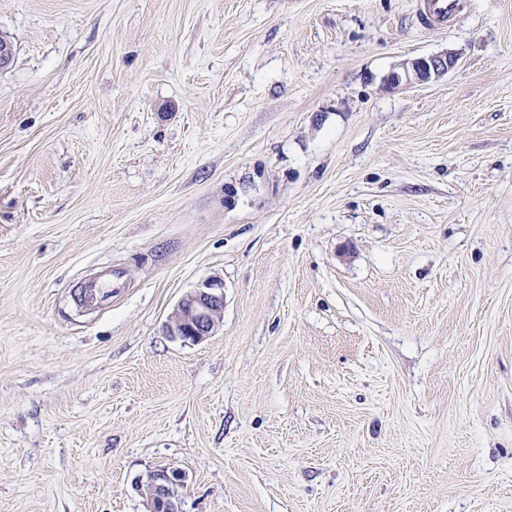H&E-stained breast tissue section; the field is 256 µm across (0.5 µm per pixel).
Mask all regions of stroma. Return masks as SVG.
<instances>
[{"instance_id": "35a3bbf8", "label": "stroma", "mask_w": 512, "mask_h": 512, "mask_svg": "<svg viewBox=\"0 0 512 512\" xmlns=\"http://www.w3.org/2000/svg\"><path fill=\"white\" fill-rule=\"evenodd\" d=\"M0 37V512H144L163 467L182 512H512V0H0ZM418 17L425 27H441L448 24V17L455 11L457 0H421ZM454 65L455 57L448 53L402 61L392 67L387 75V81L394 87L438 81L447 75ZM119 275L112 270L105 271L99 278L88 281L82 288V300L90 306L104 303L118 283ZM224 311V283L209 277L187 292L169 316L170 336L199 343L211 336Z\"/></svg>"}]
</instances>
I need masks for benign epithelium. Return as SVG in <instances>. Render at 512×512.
Here are the masks:
<instances>
[{
	"instance_id": "1",
	"label": "benign epithelium",
	"mask_w": 512,
	"mask_h": 512,
	"mask_svg": "<svg viewBox=\"0 0 512 512\" xmlns=\"http://www.w3.org/2000/svg\"><path fill=\"white\" fill-rule=\"evenodd\" d=\"M454 65L455 57L448 54L402 61L392 67L387 81L394 87L438 81ZM223 311L224 283L218 277H209L178 301L166 329L175 338L199 343L212 335ZM182 484L181 472L170 468L157 469L146 481L135 482L136 489L144 496L146 512H180L179 488Z\"/></svg>"
}]
</instances>
